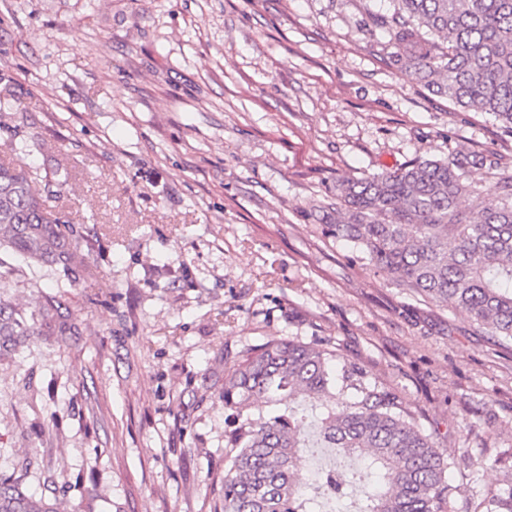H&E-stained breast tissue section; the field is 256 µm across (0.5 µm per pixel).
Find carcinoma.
Masks as SVG:
<instances>
[{
  "label": "carcinoma",
  "mask_w": 512,
  "mask_h": 512,
  "mask_svg": "<svg viewBox=\"0 0 512 512\" xmlns=\"http://www.w3.org/2000/svg\"><path fill=\"white\" fill-rule=\"evenodd\" d=\"M379 24L394 51L389 64L453 104L492 116L512 133V0H397ZM493 167L487 156L450 153L345 180L336 188V237L399 288L467 314L474 332L512 352V174L483 196L469 169ZM45 182L44 194L33 190ZM70 174L53 177L33 167L0 163V250L53 267L57 281L77 284L80 241L70 220L48 203L60 198ZM472 197L475 208H461ZM49 296L41 317L61 347L78 335ZM34 335L24 314L0 300V356ZM339 354L319 345L272 339L243 355L224 353V500L220 512H327L318 493L307 494L302 473L305 418L293 411L254 414L296 396L322 402L319 435L342 457L361 456L382 484L359 512H512V482L461 494L453 485L455 461L443 458L415 413L379 381L344 363L337 382L331 362ZM336 472L320 474L328 498L345 494ZM462 499H457V495ZM0 512H57L23 491L22 479L0 475Z\"/></svg>",
  "instance_id": "1"
}]
</instances>
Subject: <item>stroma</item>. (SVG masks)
<instances>
[{
	"mask_svg": "<svg viewBox=\"0 0 512 512\" xmlns=\"http://www.w3.org/2000/svg\"><path fill=\"white\" fill-rule=\"evenodd\" d=\"M394 0H0V161L71 171L87 274L5 252L0 299L76 323L0 358V475L59 512H215L224 355L322 341L403 398L445 456L512 451V355L330 234L336 184L512 134L389 67ZM28 143L10 155L8 131ZM61 301L56 296H48L42 306L41 317L45 325L52 330L51 336H56L59 347H66L71 336L78 335V328L74 323L68 322L59 316Z\"/></svg>",
	"mask_w": 512,
	"mask_h": 512,
	"instance_id": "stroma-1",
	"label": "stroma"
}]
</instances>
